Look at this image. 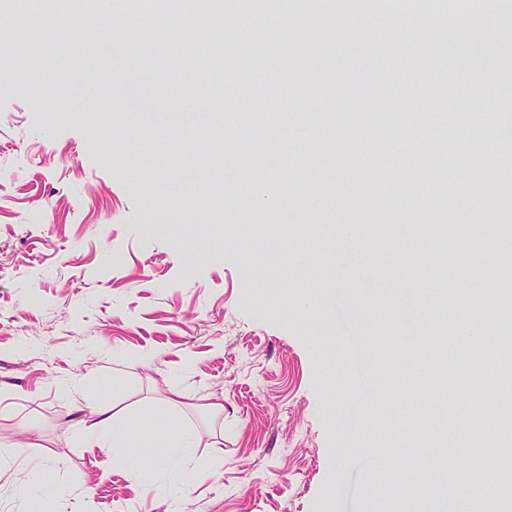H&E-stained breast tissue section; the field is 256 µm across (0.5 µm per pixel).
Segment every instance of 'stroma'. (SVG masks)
Segmentation results:
<instances>
[{
    "label": "stroma",
    "instance_id": "obj_1",
    "mask_svg": "<svg viewBox=\"0 0 512 512\" xmlns=\"http://www.w3.org/2000/svg\"><path fill=\"white\" fill-rule=\"evenodd\" d=\"M436 2L380 26L477 20L483 39L422 50L412 35L384 51L336 0L285 12L222 0L154 27L156 0H122L111 42L79 28L54 42L35 0H0V512H34L47 486L50 512H428L429 486L399 459L421 446L444 449L446 472L475 470L470 497L497 482L467 416L494 421L487 392L434 415L433 390L387 364L405 353L424 366L440 326L491 365L496 321L474 336L448 311L495 309L479 274L512 269V240H482L452 208L476 191L499 199L506 180L449 167L472 126L444 128L433 111L454 93L459 112H482L491 80L512 76V24L482 0ZM256 17L267 25L224 44L223 111L198 114L194 44ZM149 39L176 67L146 63ZM88 44L90 60L62 66ZM476 59L478 92L464 81ZM443 132L434 176L413 178L417 141ZM384 181L400 204L377 192ZM268 189L275 205L260 203ZM448 222L477 241L469 261L454 237L408 255L407 229ZM408 308L421 341L407 350ZM103 411L130 433L166 415L196 446L123 453L95 439Z\"/></svg>",
    "mask_w": 512,
    "mask_h": 512
}]
</instances>
